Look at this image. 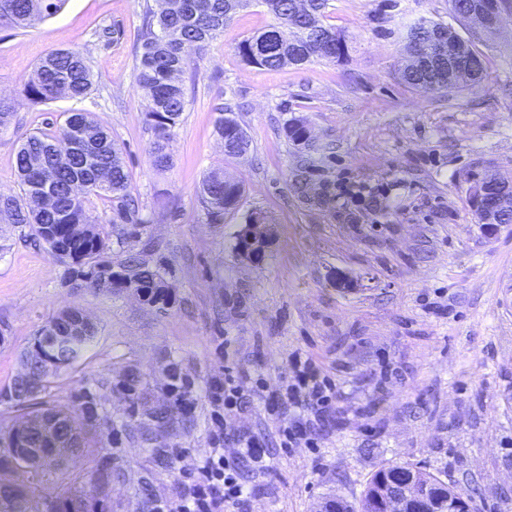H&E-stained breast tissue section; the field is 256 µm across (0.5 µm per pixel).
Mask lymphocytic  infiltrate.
<instances>
[{"label": "lymphocytic infiltrate", "mask_w": 512, "mask_h": 512, "mask_svg": "<svg viewBox=\"0 0 512 512\" xmlns=\"http://www.w3.org/2000/svg\"><path fill=\"white\" fill-rule=\"evenodd\" d=\"M323 371V365L309 358L295 362L293 381L286 388L289 405L316 412L335 408L339 392ZM247 391L242 375L231 364L222 376L209 380L211 450L196 465L193 479L182 484L175 496L152 499L151 512H228L244 495L245 468L266 470L267 450L256 439H246L236 458H226L223 451L224 418L247 405Z\"/></svg>", "instance_id": "f902f5d3"}]
</instances>
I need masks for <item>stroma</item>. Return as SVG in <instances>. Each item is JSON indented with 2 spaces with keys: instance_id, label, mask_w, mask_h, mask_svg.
<instances>
[{
  "instance_id": "stroma-1",
  "label": "stroma",
  "mask_w": 512,
  "mask_h": 512,
  "mask_svg": "<svg viewBox=\"0 0 512 512\" xmlns=\"http://www.w3.org/2000/svg\"><path fill=\"white\" fill-rule=\"evenodd\" d=\"M144 0H66L33 27L0 26V101L14 108L0 133V193L15 194L18 140L63 124L72 109L110 128L130 171L142 224L130 244L152 240L174 267L175 303L157 313L131 294L73 287L64 267L25 227L0 224V387L45 322L75 306L98 328L75 369L57 378L66 398L96 381L133 374L136 395L100 389L112 407V484L104 512H150L209 451L208 382L233 352L261 380L243 411L227 416L224 454L241 437L264 442L270 468L245 472L235 512H317L321 500L354 504L367 480L397 464L421 467L471 499L472 512H512V225L487 235L468 205L473 170L512 178V10L480 48L487 75L450 95L416 90L396 69L397 31L421 17L462 37L448 0H331L326 24L349 37V57L276 71L245 65L238 43L272 18L258 0L223 34L190 49L188 105L158 168L136 81L134 41ZM80 49L93 87L80 102L30 105L22 90L41 57ZM237 108L251 146L228 157L215 127L217 104ZM312 143L284 137L291 117ZM223 167L244 196L223 223L204 219L197 189ZM304 174L307 194L297 193ZM272 221L264 261L234 250L245 216ZM353 287H337L336 272ZM331 371L342 394L335 411L305 413L316 447H285L297 415L284 398L294 356ZM178 363L194 407L164 426L147 413L169 404L166 368ZM157 448H178L162 467Z\"/></svg>"
}]
</instances>
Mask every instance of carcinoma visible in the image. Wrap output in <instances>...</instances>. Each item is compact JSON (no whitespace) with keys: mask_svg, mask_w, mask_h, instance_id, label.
I'll list each match as a JSON object with an SVG mask.
<instances>
[{"mask_svg":"<svg viewBox=\"0 0 512 512\" xmlns=\"http://www.w3.org/2000/svg\"><path fill=\"white\" fill-rule=\"evenodd\" d=\"M66 0H0V23L28 28L55 15ZM146 5L140 20L135 61L138 84L145 90L146 124L154 132L151 153L155 164L165 168L172 163L168 151L174 129L180 124L187 105L184 75L190 61L187 45L198 48L224 32V25L251 0H154ZM273 17L265 29L243 39L237 46L242 62L248 66L275 71L285 66H302L315 59L334 61L336 37L345 33L322 23L330 0H261ZM400 78L418 89L426 70L401 66ZM92 72L83 53L59 49L47 53L37 63L25 83L23 95L30 103L42 104L58 98L82 101L92 89ZM223 116L217 124L220 140L226 141L224 155L234 157L241 147H250L247 132L229 106L220 107ZM304 121L285 122L283 132L295 146H309L302 140ZM15 172L21 193L0 194V224L29 227L51 255L65 266V273L82 270L91 277L77 283L110 293L131 290L142 302L159 311L174 304L173 269L165 261L146 259L148 250L132 248L112 257V225L136 224L131 207L130 173L125 168L121 149L112 132L91 112L74 110L53 131H36L19 143L15 153ZM55 200L44 201L45 189ZM199 195L204 214L211 224L224 221V214L238 209L243 187L229 181L224 170L212 169L203 178ZM107 199L112 219L95 213L93 201ZM96 333H87L82 311L66 308L52 317L33 337L30 347H38L47 367L36 374L34 396L21 406H9L19 415L48 414L63 424H71L79 441L78 461L102 447L95 430L112 431V411L90 391L64 401L51 399L55 378L72 369ZM13 425L0 429V487H13L16 508L13 512H98L112 483V466L102 463L86 482L78 480L66 466H48L29 472L38 481L54 484L55 495L35 498L15 480L26 461L11 449Z\"/></svg>","mask_w":512,"mask_h":512,"instance_id":"1","label":"carcinoma"}]
</instances>
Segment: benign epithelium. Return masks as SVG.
I'll return each instance as SVG.
<instances>
[{
  "instance_id": "1",
  "label": "benign epithelium",
  "mask_w": 512,
  "mask_h": 512,
  "mask_svg": "<svg viewBox=\"0 0 512 512\" xmlns=\"http://www.w3.org/2000/svg\"><path fill=\"white\" fill-rule=\"evenodd\" d=\"M498 0H474L464 12V18L473 22L482 32L495 30L501 22ZM429 37L438 47L439 53L426 61L425 68L448 70V85L465 78L468 85L479 84L483 72L466 49L463 39L452 30H429ZM469 207L479 219L485 232L494 234L502 227L503 211L512 208V180L503 179L496 171L484 167L473 174L468 189ZM268 225L243 224L238 233V253L252 262H260L265 256L268 243ZM41 364L36 352L22 359L21 369L16 375L17 384L26 389L30 369ZM39 429L50 439L54 448H20L27 457L30 470L42 468L48 461L67 462L76 454L71 436H60L56 419L43 416L38 419H21L16 422L14 432L24 437L30 429ZM448 508L439 510L430 487L419 485V475L407 466H392L381 471L375 484L369 488L368 512H471L469 497L455 493L448 495Z\"/></svg>"
}]
</instances>
